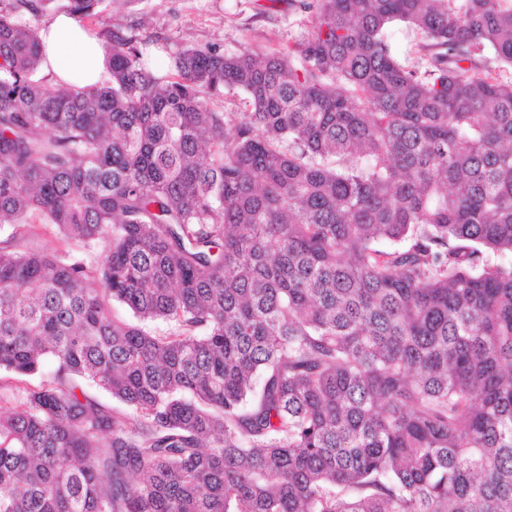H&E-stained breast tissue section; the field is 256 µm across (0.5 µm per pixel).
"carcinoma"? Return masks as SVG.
I'll list each match as a JSON object with an SVG mask.
<instances>
[{
  "instance_id": "carcinoma-1",
  "label": "carcinoma",
  "mask_w": 512,
  "mask_h": 512,
  "mask_svg": "<svg viewBox=\"0 0 512 512\" xmlns=\"http://www.w3.org/2000/svg\"><path fill=\"white\" fill-rule=\"evenodd\" d=\"M101 2L0 0V512H512V0L36 77ZM18 16L39 29L56 16L38 31V38L44 46L42 67L52 72L59 83L85 86L99 80L105 70L106 48L71 16L52 10L43 12L37 21L25 11ZM32 231L36 234V240L39 245L46 251L64 255V252L69 250L67 242L58 235L53 227L36 222Z\"/></svg>"
}]
</instances>
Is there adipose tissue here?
Instances as JSON below:
<instances>
[{"mask_svg": "<svg viewBox=\"0 0 512 512\" xmlns=\"http://www.w3.org/2000/svg\"><path fill=\"white\" fill-rule=\"evenodd\" d=\"M44 46L42 66L59 83L85 86L99 80L105 69L104 44L71 16L54 17L38 32Z\"/></svg>", "mask_w": 512, "mask_h": 512, "instance_id": "adipose-tissue-1", "label": "adipose tissue"}]
</instances>
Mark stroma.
Here are the masks:
<instances>
[{
	"label": "stroma",
	"instance_id": "1",
	"mask_svg": "<svg viewBox=\"0 0 512 512\" xmlns=\"http://www.w3.org/2000/svg\"><path fill=\"white\" fill-rule=\"evenodd\" d=\"M302 0H106L88 25L99 34L133 27L155 45H209L219 51H287L307 31Z\"/></svg>",
	"mask_w": 512,
	"mask_h": 512
}]
</instances>
